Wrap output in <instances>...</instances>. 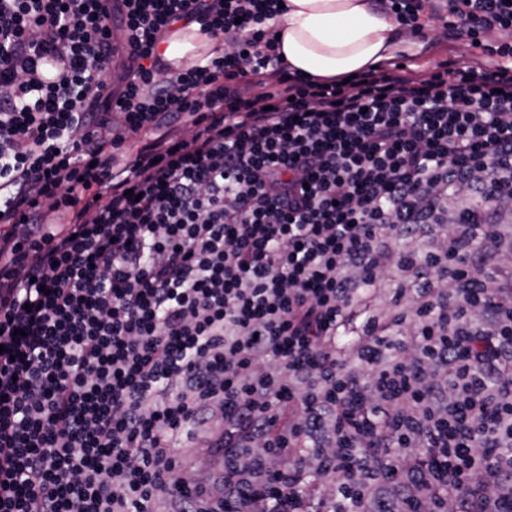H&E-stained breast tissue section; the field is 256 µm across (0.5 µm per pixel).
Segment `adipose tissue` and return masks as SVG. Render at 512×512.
<instances>
[{"label":"adipose tissue","instance_id":"ef3b65f1","mask_svg":"<svg viewBox=\"0 0 512 512\" xmlns=\"http://www.w3.org/2000/svg\"><path fill=\"white\" fill-rule=\"evenodd\" d=\"M287 10L278 26L281 53L290 70L318 77L356 75L376 69L395 53L412 49L398 39L396 26L367 0H285ZM215 40L199 25L163 37L156 54L177 68L211 53Z\"/></svg>","mask_w":512,"mask_h":512}]
</instances>
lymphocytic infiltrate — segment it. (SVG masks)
Masks as SVG:
<instances>
[{
	"mask_svg": "<svg viewBox=\"0 0 512 512\" xmlns=\"http://www.w3.org/2000/svg\"><path fill=\"white\" fill-rule=\"evenodd\" d=\"M373 2L471 54L345 83L283 0H0V512H512V0ZM179 23L220 46L172 71Z\"/></svg>",
	"mask_w": 512,
	"mask_h": 512,
	"instance_id": "obj_1",
	"label": "lymphocytic infiltrate"
}]
</instances>
